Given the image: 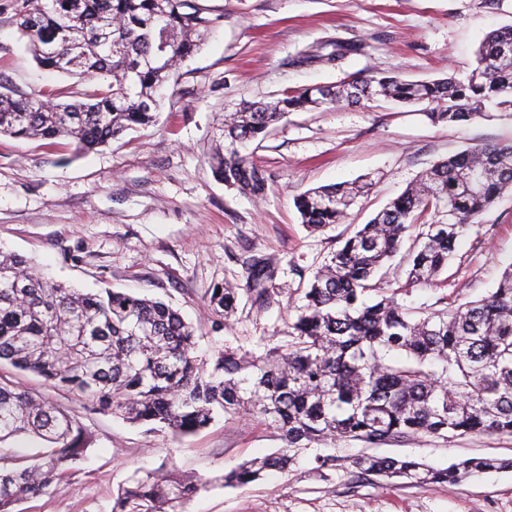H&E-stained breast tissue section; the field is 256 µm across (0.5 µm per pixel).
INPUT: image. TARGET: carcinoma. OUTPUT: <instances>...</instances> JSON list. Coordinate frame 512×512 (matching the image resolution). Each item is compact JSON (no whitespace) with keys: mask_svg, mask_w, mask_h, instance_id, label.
<instances>
[{"mask_svg":"<svg viewBox=\"0 0 512 512\" xmlns=\"http://www.w3.org/2000/svg\"><path fill=\"white\" fill-rule=\"evenodd\" d=\"M8 7L40 67L91 89L73 92L70 101L0 91V135L68 139L77 151L155 122L171 77L213 24L192 0H10ZM359 50L330 40L299 62L336 65ZM381 96L432 106L426 116L434 123L512 112V27L483 39L464 78L353 77L316 93L285 92L272 103H252L224 123L228 146L213 158L214 172L240 194L262 198L269 179L242 152L248 143L266 137L291 112ZM506 191L512 192V144L466 149L436 163L347 234L314 274L305 304L288 324L286 345L261 353L226 348L210 359L195 354L193 325L165 302L110 289L84 293L1 250L0 361L150 432L195 434L221 413L259 418L277 429L284 447L224 473L226 486L287 472L305 450L342 439L378 447L418 434H512V265L490 296L449 302L419 319L377 279L419 224L405 286L435 282L475 220ZM363 192L351 184L314 188L296 199V208L316 231L341 223ZM443 209L446 223L435 220ZM245 269L253 303H269L276 266L251 257ZM238 294L235 286L214 285L210 314L230 319ZM16 436L38 440L43 449L26 455L4 447ZM93 444L66 410L0 378V512H15L51 484L67 483ZM350 466L386 481L455 485L475 470L512 468V461L469 459L434 468L363 455ZM204 486L192 474L136 471L112 512H177Z\"/></svg>","mask_w":512,"mask_h":512,"instance_id":"cac0c4a2","label":"carcinoma"}]
</instances>
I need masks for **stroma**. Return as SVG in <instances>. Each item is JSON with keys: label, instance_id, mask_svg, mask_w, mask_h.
Segmentation results:
<instances>
[{"label": "stroma", "instance_id": "stroma-1", "mask_svg": "<svg viewBox=\"0 0 512 512\" xmlns=\"http://www.w3.org/2000/svg\"><path fill=\"white\" fill-rule=\"evenodd\" d=\"M214 27L171 83L157 120L95 151L0 136V249L20 254L48 277L86 292L131 291L171 305L199 336L197 354L258 350L288 342V324L315 271L342 243L350 225L367 223L435 163L464 149L512 143V117L435 124L422 107L377 100L307 108L251 144L269 177L253 200L217 179L209 155L224 145V117L248 102L269 103L286 90L334 86L347 76L393 75L433 80L471 70L485 36L512 25V0H193ZM360 44L337 65L303 63L326 40ZM74 77L46 71L27 52L11 11L0 13V86L28 94L60 91ZM374 182L344 223L309 232L295 206L310 189ZM253 256L278 267L268 306L244 293ZM403 256L382 275L398 302L425 316L443 300L487 296L512 265V192L505 193L459 243L436 283L404 288ZM240 287L230 320L210 316L215 283ZM0 376L41 390L77 414L94 438L69 484L49 486L21 512H111L119 488L137 470L189 471L206 486L182 512H512V469L473 475L457 485H406L360 478L351 457L358 440L319 446L332 469L304 456L243 487L217 478L238 463L282 447L277 430L247 417L222 416L198 434L175 439L146 432L93 409L72 394L43 387L39 377L0 367ZM382 456L445 467L473 457L512 460V435L419 434L378 447Z\"/></svg>", "mask_w": 512, "mask_h": 512}]
</instances>
